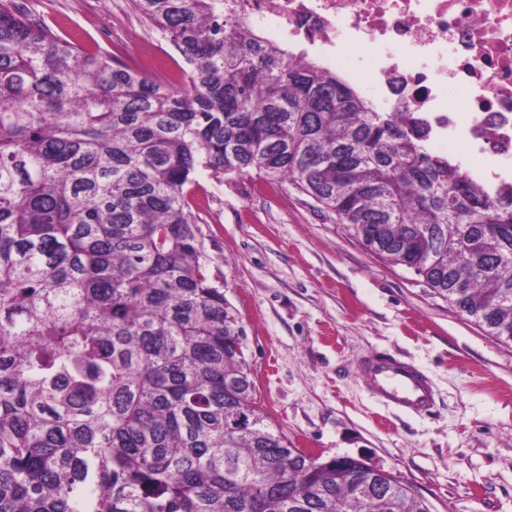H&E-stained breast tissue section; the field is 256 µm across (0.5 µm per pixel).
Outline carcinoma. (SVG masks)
Listing matches in <instances>:
<instances>
[{
    "label": "carcinoma",
    "mask_w": 512,
    "mask_h": 512,
    "mask_svg": "<svg viewBox=\"0 0 512 512\" xmlns=\"http://www.w3.org/2000/svg\"><path fill=\"white\" fill-rule=\"evenodd\" d=\"M132 2L178 83L0 0V512H430L268 422L188 186L289 180L504 343L512 192L265 44L235 0Z\"/></svg>",
    "instance_id": "carcinoma-1"
}]
</instances>
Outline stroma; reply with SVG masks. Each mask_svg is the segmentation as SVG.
Returning <instances> with one entry per match:
<instances>
[{
  "label": "stroma",
  "mask_w": 512,
  "mask_h": 512,
  "mask_svg": "<svg viewBox=\"0 0 512 512\" xmlns=\"http://www.w3.org/2000/svg\"><path fill=\"white\" fill-rule=\"evenodd\" d=\"M56 32L161 81L172 46L131 0H23ZM190 193L209 278L246 331L257 399L303 451L384 466L431 512H512V344L487 335L411 270L367 251L288 182L202 173ZM386 349L434 379L417 417L376 403L358 372Z\"/></svg>",
  "instance_id": "obj_1"
}]
</instances>
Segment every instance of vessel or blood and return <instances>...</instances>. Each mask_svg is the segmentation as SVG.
Instances as JSON below:
<instances>
[{"instance_id": "obj_1", "label": "vessel or blood", "mask_w": 512, "mask_h": 512, "mask_svg": "<svg viewBox=\"0 0 512 512\" xmlns=\"http://www.w3.org/2000/svg\"><path fill=\"white\" fill-rule=\"evenodd\" d=\"M359 372L375 400L387 409L424 415L437 403L432 378L397 353L372 351L360 364Z\"/></svg>"}]
</instances>
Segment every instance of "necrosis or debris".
<instances>
[{
    "label": "necrosis or debris",
    "instance_id": "4bbe7bcc",
    "mask_svg": "<svg viewBox=\"0 0 512 512\" xmlns=\"http://www.w3.org/2000/svg\"><path fill=\"white\" fill-rule=\"evenodd\" d=\"M266 42L302 48L378 112H409L492 198L512 188V0H238ZM368 50L369 75L345 61Z\"/></svg>",
    "mask_w": 512,
    "mask_h": 512
}]
</instances>
